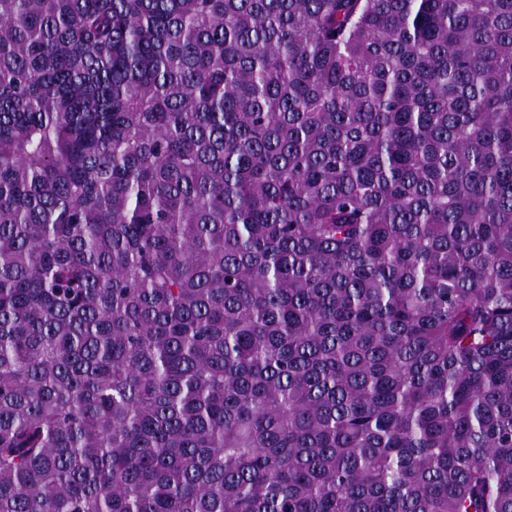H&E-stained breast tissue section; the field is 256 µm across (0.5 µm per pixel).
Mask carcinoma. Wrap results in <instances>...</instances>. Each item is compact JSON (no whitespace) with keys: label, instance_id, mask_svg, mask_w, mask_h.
Segmentation results:
<instances>
[{"label":"carcinoma","instance_id":"cac0c4a2","mask_svg":"<svg viewBox=\"0 0 512 512\" xmlns=\"http://www.w3.org/2000/svg\"><path fill=\"white\" fill-rule=\"evenodd\" d=\"M0 512H512V0H0Z\"/></svg>","mask_w":512,"mask_h":512}]
</instances>
